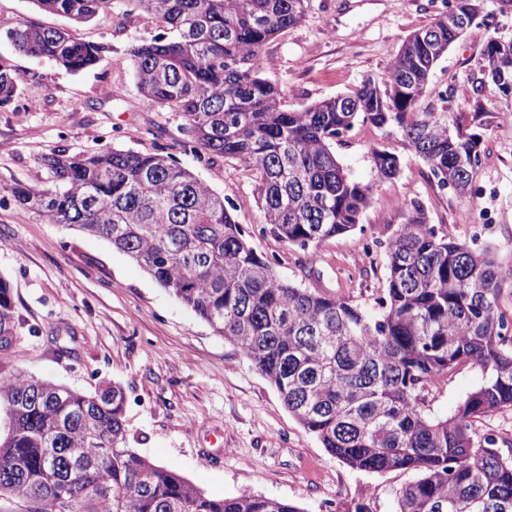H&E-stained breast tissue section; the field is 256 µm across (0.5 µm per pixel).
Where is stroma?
Masks as SVG:
<instances>
[{"label":"stroma","instance_id":"obj_1","mask_svg":"<svg viewBox=\"0 0 512 512\" xmlns=\"http://www.w3.org/2000/svg\"><path fill=\"white\" fill-rule=\"evenodd\" d=\"M440 9L441 0H310L304 19L265 45L264 75L293 109L336 96L386 72L405 39ZM485 13L449 47L431 82L445 98L449 124L475 108L484 112L483 163L473 190L460 195L440 187L399 135L356 124L335 150L353 180L372 186L371 205L360 229L309 253L270 233L249 172L231 160L185 152L179 114L143 101L127 49L162 33L159 19L120 4L74 24L36 13L31 0H0L1 30L34 16L107 47L94 67L72 73L0 40V60L20 80L18 96L0 107V276L12 284L20 324L12 368L82 391L119 383L130 447L209 496L249 490L293 502L302 512L360 506L395 512L397 492L416 473L355 471L329 455L238 348L140 264L101 238L24 212L9 190L18 183L42 187L39 160L58 151L78 154L105 144L164 150L235 204L250 245L274 259L282 278L368 311L386 286L384 242L404 223L410 198L425 203L439 233L490 248L499 264L510 266L512 110L481 78L488 37H512V0H485ZM376 148L398 157V177L379 179ZM481 379L470 365L443 375L424 394L427 414L449 416Z\"/></svg>","mask_w":512,"mask_h":512}]
</instances>
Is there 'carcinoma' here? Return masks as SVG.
<instances>
[{"mask_svg":"<svg viewBox=\"0 0 512 512\" xmlns=\"http://www.w3.org/2000/svg\"><path fill=\"white\" fill-rule=\"evenodd\" d=\"M76 24L115 0H32ZM167 32L131 44L139 93L182 116L186 144L209 161L232 160L254 178L265 223L303 250L356 229L370 186L352 180L336 140L358 122L397 133L442 187L467 193L481 168L480 138L448 126L430 103V79L460 38L448 13L483 12L454 0L404 42L390 69L341 96L289 108L263 76L264 47L304 17L309 0H126ZM14 47L73 72L102 44L34 19L8 29ZM487 41L486 82L512 78V55ZM18 93L0 62V107ZM377 174L400 172L372 150ZM41 189L17 184L14 202L43 220L107 240L230 340L278 391L288 413L326 452L369 472L413 471L396 512H512V439L478 424L512 410V317L499 308L512 266L430 224L419 199L388 239L387 288L368 312L279 278L238 224L235 206L169 153L105 146L41 158ZM19 338L12 287L0 276V512H302L251 491L220 499L128 446L125 395L105 383L82 392L9 368ZM481 383L454 413L434 419L423 393L454 368Z\"/></svg>","mask_w":512,"mask_h":512,"instance_id":"obj_1","label":"carcinoma"}]
</instances>
